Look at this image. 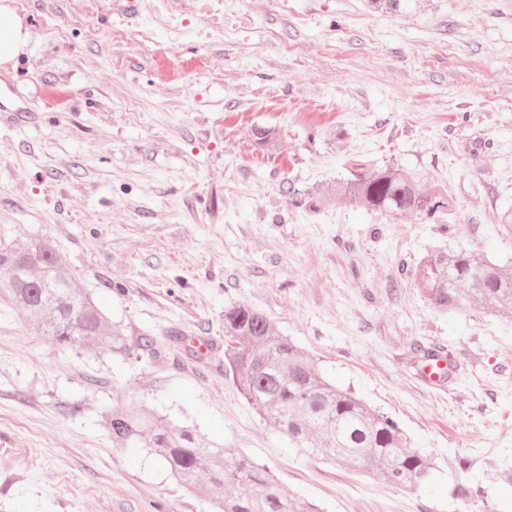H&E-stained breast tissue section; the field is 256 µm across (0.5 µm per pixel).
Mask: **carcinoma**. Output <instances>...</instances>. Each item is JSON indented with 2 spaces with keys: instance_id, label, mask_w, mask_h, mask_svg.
<instances>
[{
  "instance_id": "carcinoma-1",
  "label": "carcinoma",
  "mask_w": 512,
  "mask_h": 512,
  "mask_svg": "<svg viewBox=\"0 0 512 512\" xmlns=\"http://www.w3.org/2000/svg\"><path fill=\"white\" fill-rule=\"evenodd\" d=\"M254 139L266 151L278 147L274 128H255ZM352 168L351 177L337 181L325 196L288 189V204L319 210L333 198L395 221L415 214L427 224L444 223L452 214L441 185L423 190L412 174L395 166L358 161ZM418 282L429 304L441 311L466 309L477 300L485 311L512 313V270L477 254L449 247L432 255ZM0 303L20 309L58 346L104 347L129 356L122 328L108 321L90 291L76 286L44 236L12 238L0 225ZM224 369L248 403L301 452L340 467L383 470L392 483L412 492L432 483V462L411 447L398 421L336 388L262 311L246 304L224 310ZM108 431L115 447L143 448L161 459L185 487L210 498L214 512H320L286 494L269 468L233 448L212 446L196 429L175 425L144 405L112 411ZM477 495L459 480L451 489L461 503Z\"/></svg>"
}]
</instances>
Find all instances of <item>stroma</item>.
Listing matches in <instances>:
<instances>
[{
    "label": "stroma",
    "instance_id": "1",
    "mask_svg": "<svg viewBox=\"0 0 512 512\" xmlns=\"http://www.w3.org/2000/svg\"><path fill=\"white\" fill-rule=\"evenodd\" d=\"M29 31L0 67V224L48 236L133 348L62 349L0 305V512H210L167 466L112 445L144 402L268 467L321 512H498L512 483V317L433 308L415 273L446 246L512 266V0H7ZM179 33L167 31V24ZM258 126L280 132L268 153ZM442 183L451 222L329 203L348 160ZM265 313L320 370L398 420L434 465L409 492L302 454L224 370V310ZM178 331L182 342L169 340ZM151 332L156 353L136 346ZM453 373L422 378L421 353ZM82 403L62 414V400ZM484 492L458 508L454 480Z\"/></svg>",
    "mask_w": 512,
    "mask_h": 512
}]
</instances>
